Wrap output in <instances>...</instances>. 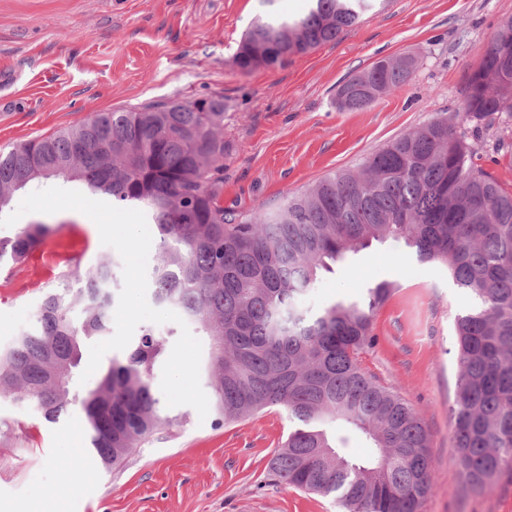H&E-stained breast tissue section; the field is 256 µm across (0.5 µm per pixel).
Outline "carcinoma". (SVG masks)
<instances>
[{"label":"carcinoma","instance_id":"1","mask_svg":"<svg viewBox=\"0 0 512 512\" xmlns=\"http://www.w3.org/2000/svg\"><path fill=\"white\" fill-rule=\"evenodd\" d=\"M377 0H310L306 14L258 17L233 57L243 73L272 69L354 28ZM417 59H381L342 83L336 106L357 111L405 84ZM224 98L92 115L82 124L0 150V210L16 191L80 182L138 209L156 230L154 299L178 308L209 339L204 367L218 423L282 406L294 429L270 460L280 480L331 496L344 512H419L433 485L427 428L359 355L394 285L310 314L298 298L321 270L372 242L402 240L445 267L473 304L456 315L458 377L450 419L470 485L512 469V191L475 162L463 125L512 117V17L468 77L457 123L439 117L337 171L272 211L224 213ZM49 233L28 224L0 238V264L22 263ZM119 254L76 272L78 288L48 290L32 329L0 351V396L34 404L55 423L69 413L81 344L108 333ZM162 344L150 329L79 397L89 447L105 469L162 423L152 387ZM344 422L371 445L344 457L327 426Z\"/></svg>","mask_w":512,"mask_h":512}]
</instances>
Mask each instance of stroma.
<instances>
[{
  "mask_svg": "<svg viewBox=\"0 0 512 512\" xmlns=\"http://www.w3.org/2000/svg\"><path fill=\"white\" fill-rule=\"evenodd\" d=\"M262 0H0V148L50 136L96 112L169 100L223 98L225 211L250 216L284 204L319 179L359 166L387 141L459 112L470 73L512 0H389L336 41L249 73L232 63ZM408 54L411 79L372 106L342 112L340 82ZM481 166L512 191V118L467 133ZM43 222L51 264L0 265V348L35 322L43 294L72 288L76 266L111 257L96 224L65 210L0 227L11 237ZM380 281L396 293L378 310L364 371L402 396L430 438L434 485L420 512H512V470L472 491L454 451V317L471 299L446 269L420 263L404 242L372 243L322 272L303 309L359 300ZM124 463L104 470L88 453L80 405L56 423L0 396V512H341L329 497L271 475L292 424L273 406L226 424L188 405Z\"/></svg>",
  "mask_w": 512,
  "mask_h": 512,
  "instance_id": "1",
  "label": "stroma"
}]
</instances>
